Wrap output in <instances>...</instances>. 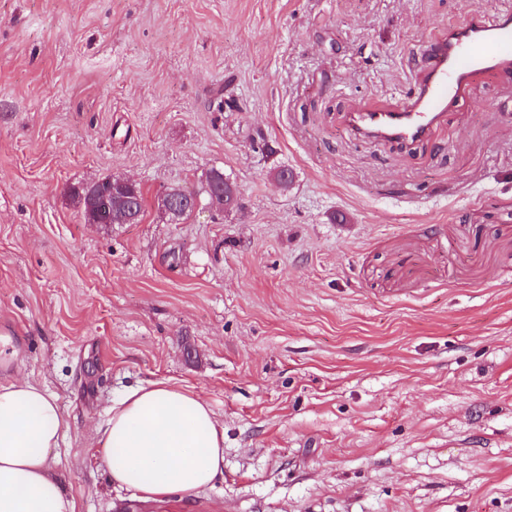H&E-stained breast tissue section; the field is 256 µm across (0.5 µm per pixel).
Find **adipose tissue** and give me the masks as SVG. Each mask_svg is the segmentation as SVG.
<instances>
[{
    "mask_svg": "<svg viewBox=\"0 0 512 512\" xmlns=\"http://www.w3.org/2000/svg\"><path fill=\"white\" fill-rule=\"evenodd\" d=\"M64 415L36 383L0 384V512H77L54 477ZM112 484L148 501L190 498L224 478V426L165 382L132 389L96 430Z\"/></svg>",
    "mask_w": 512,
    "mask_h": 512,
    "instance_id": "1",
    "label": "adipose tissue"
}]
</instances>
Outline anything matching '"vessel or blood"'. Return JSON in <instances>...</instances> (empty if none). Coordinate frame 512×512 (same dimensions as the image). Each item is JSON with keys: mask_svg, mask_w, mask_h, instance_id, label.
<instances>
[{"mask_svg": "<svg viewBox=\"0 0 512 512\" xmlns=\"http://www.w3.org/2000/svg\"><path fill=\"white\" fill-rule=\"evenodd\" d=\"M480 76L512 80L511 9L449 25L430 42L422 76L409 101L395 109L351 113L349 128L357 138L382 144L423 141Z\"/></svg>", "mask_w": 512, "mask_h": 512, "instance_id": "b4317fda", "label": "vessel or blood"}]
</instances>
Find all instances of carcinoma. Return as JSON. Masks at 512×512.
I'll return each instance as SVG.
<instances>
[{
    "label": "carcinoma",
    "mask_w": 512,
    "mask_h": 512,
    "mask_svg": "<svg viewBox=\"0 0 512 512\" xmlns=\"http://www.w3.org/2000/svg\"><path fill=\"white\" fill-rule=\"evenodd\" d=\"M93 191L94 199L101 207L112 208V223L114 224H138L142 220L146 207V199L138 185L126 188L110 178H103L81 187H75L71 191L73 201L81 209H86L88 204V191ZM170 191L177 194L174 207L164 213L168 220L177 223L187 219L193 213L194 203L178 194L180 188L172 187ZM205 193L208 204L218 210L231 209L236 204V193L233 184L224 178V172L213 169L206 176Z\"/></svg>",
    "instance_id": "carcinoma-1"
}]
</instances>
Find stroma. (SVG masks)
Masks as SVG:
<instances>
[{
	"label": "stroma",
	"instance_id": "stroma-1",
	"mask_svg": "<svg viewBox=\"0 0 512 512\" xmlns=\"http://www.w3.org/2000/svg\"><path fill=\"white\" fill-rule=\"evenodd\" d=\"M509 7L0 0V383L56 397L78 512H512V84L477 78L411 146L347 124ZM213 169L237 206L161 217ZM103 177L140 223H87L70 190ZM153 381L224 425L186 505L115 489L95 446Z\"/></svg>",
	"mask_w": 512,
	"mask_h": 512
}]
</instances>
